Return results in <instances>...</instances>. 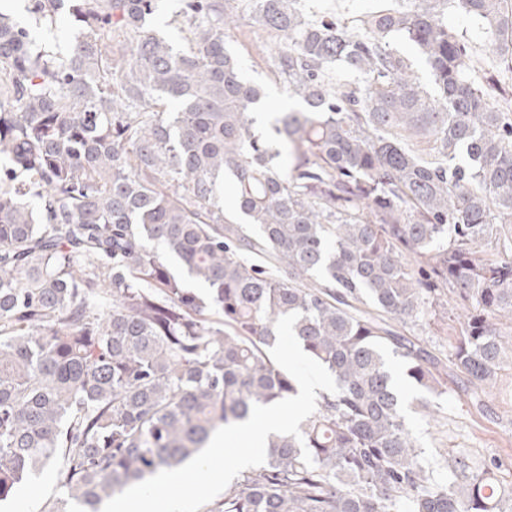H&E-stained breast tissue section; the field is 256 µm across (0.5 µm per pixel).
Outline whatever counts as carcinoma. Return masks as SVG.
Returning <instances> with one entry per match:
<instances>
[{
    "instance_id": "cac0c4a2",
    "label": "carcinoma",
    "mask_w": 512,
    "mask_h": 512,
    "mask_svg": "<svg viewBox=\"0 0 512 512\" xmlns=\"http://www.w3.org/2000/svg\"><path fill=\"white\" fill-rule=\"evenodd\" d=\"M240 10L278 36L281 92L303 104L265 133L229 44ZM31 11L79 35L59 54L0 12V503L58 462L47 512H99L297 395L269 350L298 312L339 387L300 424L314 465L271 434L207 512H512L501 458L459 449L437 473L392 368L435 418L448 384L481 407L512 367V235L495 229L512 223V100L448 25L469 19L512 60V0H398L351 22L301 0H182L185 50L153 24L158 0ZM449 304L465 316L443 359L405 330Z\"/></svg>"
}]
</instances>
